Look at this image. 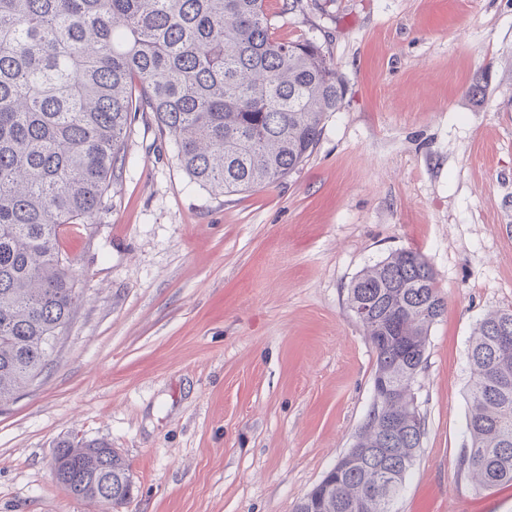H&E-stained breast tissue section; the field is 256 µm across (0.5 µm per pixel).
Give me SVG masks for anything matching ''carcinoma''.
<instances>
[{"mask_svg":"<svg viewBox=\"0 0 512 512\" xmlns=\"http://www.w3.org/2000/svg\"><path fill=\"white\" fill-rule=\"evenodd\" d=\"M344 85L312 38L273 36L264 0H0V407L54 360L82 291L60 244L102 208L132 115L151 112L190 182L215 195L271 186L311 155ZM350 312L373 350L376 396L355 443L295 512H394L424 435L412 405L447 310L430 263L400 249L363 269ZM467 446L457 473L512 485V309L467 349ZM119 512L130 466L104 442L63 441L53 478Z\"/></svg>","mask_w":512,"mask_h":512,"instance_id":"obj_1","label":"carcinoma"}]
</instances>
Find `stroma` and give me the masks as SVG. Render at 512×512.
<instances>
[{"mask_svg": "<svg viewBox=\"0 0 512 512\" xmlns=\"http://www.w3.org/2000/svg\"><path fill=\"white\" fill-rule=\"evenodd\" d=\"M266 0L275 37L342 78L278 183L190 184L152 113L63 249L83 291L39 383L0 408V512H102L52 478L68 439L131 467L123 512H294L353 443L375 355L346 308L365 267L422 254L448 308L415 382L425 421L395 512H512L457 473L475 324L512 307V0ZM484 77L483 96L469 95Z\"/></svg>", "mask_w": 512, "mask_h": 512, "instance_id": "1", "label": "stroma"}]
</instances>
